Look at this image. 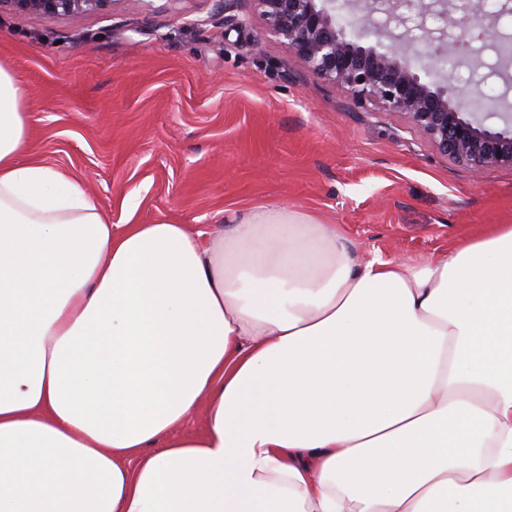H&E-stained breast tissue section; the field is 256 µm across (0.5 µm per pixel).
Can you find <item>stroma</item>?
Segmentation results:
<instances>
[{
	"instance_id": "obj_1",
	"label": "stroma",
	"mask_w": 512,
	"mask_h": 512,
	"mask_svg": "<svg viewBox=\"0 0 512 512\" xmlns=\"http://www.w3.org/2000/svg\"><path fill=\"white\" fill-rule=\"evenodd\" d=\"M457 80L512 114V66ZM0 66L26 93L36 159L77 178L115 224L204 230L285 203L357 256L420 263L512 224V167L474 175L408 118L301 67L257 0H116L78 21L0 14Z\"/></svg>"
}]
</instances>
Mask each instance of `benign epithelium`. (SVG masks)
I'll list each match as a JSON object with an SVG mask.
<instances>
[{
	"mask_svg": "<svg viewBox=\"0 0 512 512\" xmlns=\"http://www.w3.org/2000/svg\"><path fill=\"white\" fill-rule=\"evenodd\" d=\"M273 33L284 39L298 63L325 80L346 89L357 100L381 104L407 116L411 124L444 155L479 173L495 166L512 167V117L493 128L464 102L454 68L443 66V56L472 52L476 42L492 44L499 35L494 19L512 11L504 0L491 13L482 0H366L349 13L350 25L366 34L379 29L376 14L394 15L399 7L453 11L448 41L431 38L419 42V54L439 79L425 82L415 73L405 54L397 49L380 51L360 40L347 38L336 7L325 0H257ZM113 0H0V12L35 13L67 17L73 21L112 8Z\"/></svg>",
	"mask_w": 512,
	"mask_h": 512,
	"instance_id": "benign-epithelium-1",
	"label": "benign epithelium"
}]
</instances>
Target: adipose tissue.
<instances>
[{
  "label": "adipose tissue",
  "instance_id": "1",
  "mask_svg": "<svg viewBox=\"0 0 512 512\" xmlns=\"http://www.w3.org/2000/svg\"><path fill=\"white\" fill-rule=\"evenodd\" d=\"M23 101L0 66V512H512V224L420 264L281 203L115 224Z\"/></svg>",
  "mask_w": 512,
  "mask_h": 512
}]
</instances>
